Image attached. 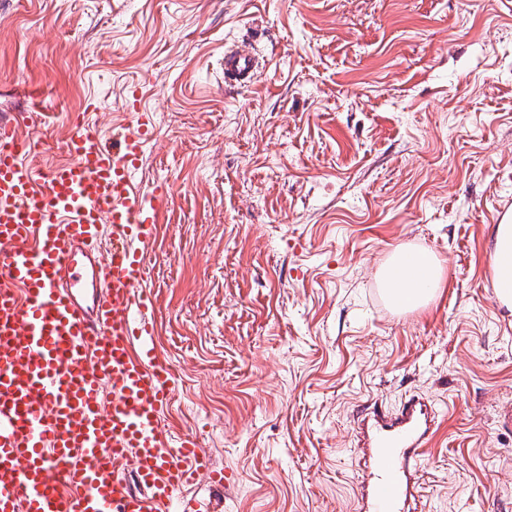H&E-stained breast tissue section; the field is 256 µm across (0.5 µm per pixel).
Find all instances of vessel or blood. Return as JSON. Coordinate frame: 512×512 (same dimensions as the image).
I'll return each instance as SVG.
<instances>
[{
	"instance_id": "obj_1",
	"label": "vessel or blood",
	"mask_w": 512,
	"mask_h": 512,
	"mask_svg": "<svg viewBox=\"0 0 512 512\" xmlns=\"http://www.w3.org/2000/svg\"><path fill=\"white\" fill-rule=\"evenodd\" d=\"M263 66L224 51L226 81L247 85ZM148 134L138 118L112 150L77 126L68 162L43 172L0 122V275L24 292L0 289V512H200L183 490L209 457L193 438L171 446L160 421L173 372L156 358L142 247L168 194L134 180ZM105 242L103 288L87 305L77 293ZM431 414L418 396L370 413L367 512H407Z\"/></svg>"
}]
</instances>
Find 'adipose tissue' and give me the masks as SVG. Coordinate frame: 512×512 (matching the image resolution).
I'll return each mask as SVG.
<instances>
[{"mask_svg": "<svg viewBox=\"0 0 512 512\" xmlns=\"http://www.w3.org/2000/svg\"><path fill=\"white\" fill-rule=\"evenodd\" d=\"M492 259L489 265V285L496 300L512 308V266L506 262L512 256V219L503 218L492 233ZM380 284L390 302L401 310L426 307L442 288L445 262L435 254L410 247L395 249L379 274Z\"/></svg>", "mask_w": 512, "mask_h": 512, "instance_id": "adipose-tissue-1", "label": "adipose tissue"}]
</instances>
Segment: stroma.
Returning a JSON list of instances; mask_svg holds the SVG:
<instances>
[{
	"label": "stroma",
	"instance_id": "35a3bbf8",
	"mask_svg": "<svg viewBox=\"0 0 512 512\" xmlns=\"http://www.w3.org/2000/svg\"><path fill=\"white\" fill-rule=\"evenodd\" d=\"M269 60L247 86L224 51ZM170 203L145 248L162 423L199 440L221 512H360L363 416L409 395L438 423L414 512H512V311L488 282L512 212V0H0V118L29 163L77 122ZM445 262L427 307L378 273ZM425 273V278L421 276ZM381 287L400 310L426 307L442 288L445 262L435 254L410 247L395 249L379 274Z\"/></svg>",
	"mask_w": 512,
	"mask_h": 512
}]
</instances>
